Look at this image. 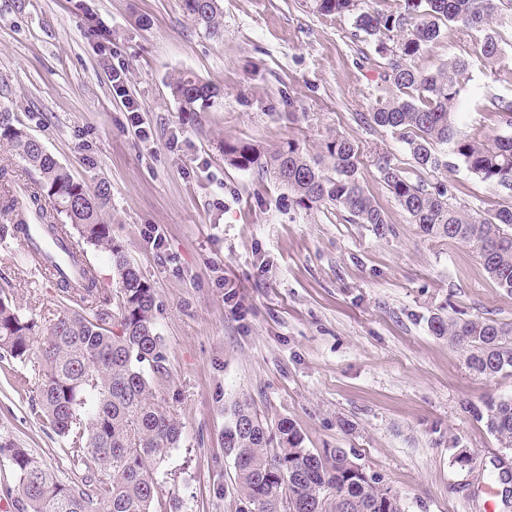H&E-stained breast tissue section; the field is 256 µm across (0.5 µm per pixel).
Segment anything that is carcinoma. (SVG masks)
<instances>
[{
  "mask_svg": "<svg viewBox=\"0 0 512 512\" xmlns=\"http://www.w3.org/2000/svg\"><path fill=\"white\" fill-rule=\"evenodd\" d=\"M505 3L512 6V0H399L389 13L371 9L367 0H308L307 7L323 19L351 20L355 32L374 41L375 52L386 59L382 77L388 90L361 122L386 128L405 144L419 176L411 178L384 155L378 171L410 223L426 237L475 246L490 277L512 293V200L490 214H473L452 203L445 182L432 180L458 161L483 181L512 192V133L489 144L462 130L459 105L468 60L452 58L434 72L415 66L444 29L459 28L483 33L475 55L484 68L499 70L503 49L494 25ZM181 7L211 35L224 27L222 0H181ZM382 34L391 35L392 45ZM168 85L189 123L221 95V87L181 72L170 76ZM488 112L498 126L512 130V95L489 97ZM2 144L36 177L21 195L15 171L0 166V220L18 233L38 223L52 236L71 240L75 232L80 241L71 254L79 278L60 281L77 308L55 314L43 335L34 319L0 294V354L37 359L39 417L67 439V455L81 473L63 483L27 449L0 437V459L16 476L20 512H160L157 474L178 440L179 423L160 405L143 370L146 365L155 374L165 370L154 291L112 237L106 217L110 187L101 181L89 190L0 105ZM224 160L278 181L300 206L332 207L353 224L370 225L379 238L392 233L361 181L359 146L348 139L329 137L315 156L295 140L266 151L226 142ZM86 245L112 256L114 294H103L95 271L84 268ZM431 328L463 352L475 374L491 379L512 370V327L482 317L436 316ZM465 410L500 447L512 449V398L488 397ZM229 415L224 454L233 459L236 491L248 512H404L397 494L376 485L344 449L314 453L287 421L270 430L246 396L232 402Z\"/></svg>",
  "mask_w": 512,
  "mask_h": 512,
  "instance_id": "1",
  "label": "carcinoma"
}]
</instances>
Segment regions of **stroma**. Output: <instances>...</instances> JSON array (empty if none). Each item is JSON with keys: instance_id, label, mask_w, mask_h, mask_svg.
I'll use <instances>...</instances> for the list:
<instances>
[{"instance_id": "35a3bbf8", "label": "stroma", "mask_w": 512, "mask_h": 512, "mask_svg": "<svg viewBox=\"0 0 512 512\" xmlns=\"http://www.w3.org/2000/svg\"><path fill=\"white\" fill-rule=\"evenodd\" d=\"M223 5L224 32L211 36L180 0H0V104L77 179L110 184L112 235L154 290L166 372L153 384L181 428L159 471L164 500L178 512H243L224 428L245 394L311 451L345 449L405 512H512L477 492L512 450L464 409L512 397V375H476L429 327L458 312L512 324V294L471 245L425 237L381 181L379 155L413 169L390 131L358 120L385 93L382 58L350 21L323 20L305 0ZM478 39L451 32L416 64L470 59L464 122L491 138L485 97L512 83L474 61ZM116 69L127 72L120 88ZM176 71L224 89L196 123H182L170 94ZM336 134L362 150L386 238L224 160L228 141L266 150L294 139L313 154ZM446 181L479 214L512 198L460 165ZM0 289L43 325L68 304L11 238L0 239ZM39 384L31 362L0 359V434L76 480L66 439L38 416Z\"/></svg>"}]
</instances>
